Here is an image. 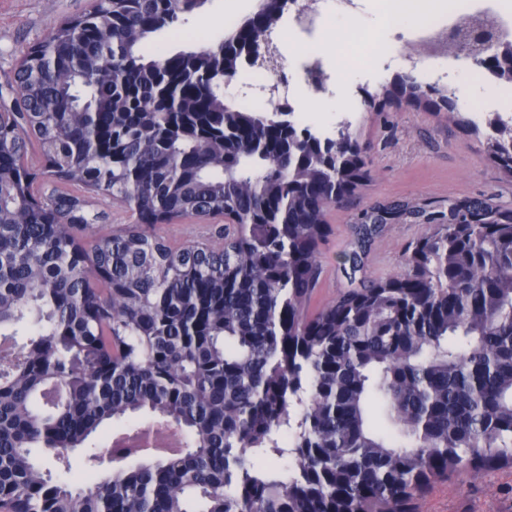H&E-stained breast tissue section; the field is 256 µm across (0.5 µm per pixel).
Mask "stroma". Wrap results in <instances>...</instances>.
Returning a JSON list of instances; mask_svg holds the SVG:
<instances>
[{
	"mask_svg": "<svg viewBox=\"0 0 512 512\" xmlns=\"http://www.w3.org/2000/svg\"><path fill=\"white\" fill-rule=\"evenodd\" d=\"M91 7L92 0H0V83L12 74L20 57L46 40L53 28ZM254 8L255 0H209L204 9L187 17L183 37L156 36L147 50L194 48L196 35L224 31L229 20L242 19ZM334 28L333 38L318 43L316 52L342 83L310 99L306 105L310 112L340 111L344 94L354 93L359 86L376 94L394 78L390 72L376 78L357 70L369 60L373 43L388 34L386 16L376 0H367L362 18L337 21ZM454 80L468 92L458 103L463 116L489 106L512 114V104L477 72L455 74ZM350 132L367 149L371 178L328 211L330 233L321 247L323 272L311 301L315 308L342 290L358 287V280L350 276L348 256L358 227L377 208L399 203L414 207L415 212L385 225L362 252L361 274L368 278L399 273L405 247L434 222L447 221L451 201L482 198L512 208V181L488 160L483 136L449 121L446 113L424 112L406 104L364 107ZM222 224L219 218H186L156 225L154 231L181 246L215 238ZM420 512H512V469L439 482L422 497Z\"/></svg>",
	"mask_w": 512,
	"mask_h": 512,
	"instance_id": "35a3bbf8",
	"label": "stroma"
}]
</instances>
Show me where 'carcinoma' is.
<instances>
[{"instance_id": "1", "label": "carcinoma", "mask_w": 512, "mask_h": 512, "mask_svg": "<svg viewBox=\"0 0 512 512\" xmlns=\"http://www.w3.org/2000/svg\"><path fill=\"white\" fill-rule=\"evenodd\" d=\"M208 0H98L15 70L27 111L0 116V493L14 512H417L436 481L512 468V209L448 203L403 254L311 312L326 208L369 177L335 143L225 107L215 53L148 54ZM223 51L224 77L241 60ZM512 176V118L486 120ZM69 188L43 196L25 165ZM128 223L89 249L73 192ZM409 211L377 209L365 249ZM223 216V241L172 246L147 224ZM174 421L182 446L113 448L117 423ZM62 464L59 477L38 455Z\"/></svg>"}]
</instances>
